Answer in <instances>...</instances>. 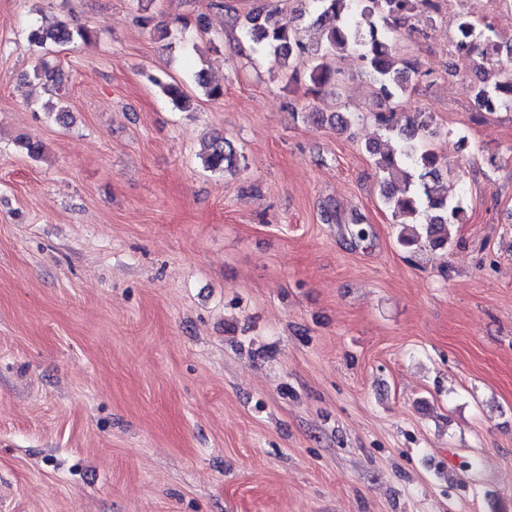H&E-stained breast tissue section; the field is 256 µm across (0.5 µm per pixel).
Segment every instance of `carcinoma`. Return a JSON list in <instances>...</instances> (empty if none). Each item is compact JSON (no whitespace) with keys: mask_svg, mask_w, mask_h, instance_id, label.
I'll return each instance as SVG.
<instances>
[{"mask_svg":"<svg viewBox=\"0 0 512 512\" xmlns=\"http://www.w3.org/2000/svg\"><path fill=\"white\" fill-rule=\"evenodd\" d=\"M301 8L287 15L266 0L240 16L234 0H218L216 7L232 18L233 27L258 50L274 55L281 63L304 58L308 63V92L316 99L336 95L341 71L330 59L346 53L365 63L376 85V95L386 111L374 118L388 137L398 144L383 151L378 144L367 146L382 180V204L399 224L398 244L418 253L427 248H445L451 240V227L463 223L466 209L463 197L448 195V175L441 169L434 142L442 136L432 117L419 112L405 116L397 111L396 101L406 94L420 76L417 64L396 54L390 33L400 23L411 20L426 28L433 22L434 0H298ZM314 28L320 34L317 45L303 40L304 30ZM86 39L89 33L70 20H59L49 28L37 27L29 34L33 47L43 50L48 44H64L74 38ZM455 44L472 49L480 62L479 78L473 85L474 103L488 112L512 109V64L501 60V52L512 56V39L503 36L493 19L473 20L458 14ZM35 77L46 82L63 100L61 73L48 61L41 63ZM175 107L187 111L191 100L182 87L151 75ZM304 118L328 123L339 131L347 130L349 121L334 112H306ZM202 165L213 173L236 169L244 161L232 140L222 134L213 136L200 154Z\"/></svg>","mask_w":512,"mask_h":512,"instance_id":"1","label":"carcinoma"}]
</instances>
